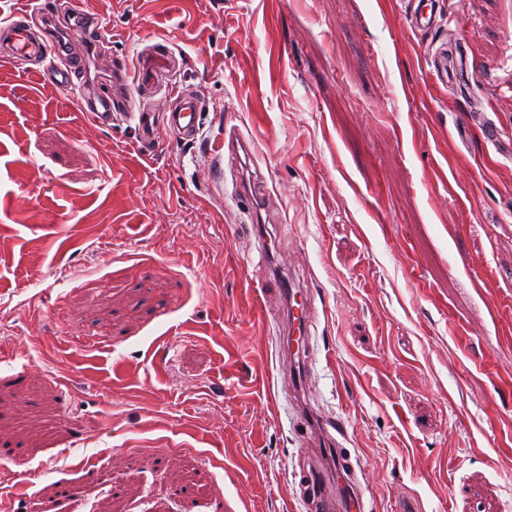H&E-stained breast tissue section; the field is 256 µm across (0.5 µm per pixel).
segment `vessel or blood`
Here are the masks:
<instances>
[{"mask_svg":"<svg viewBox=\"0 0 512 512\" xmlns=\"http://www.w3.org/2000/svg\"><path fill=\"white\" fill-rule=\"evenodd\" d=\"M43 11V6H32L31 0H20L19 5L6 18L0 19V40L8 45L7 52L0 54V62L11 64L37 58L45 61L47 75L62 90L75 93L81 111L92 121L103 125L117 121L133 123L137 147L142 155L148 157L162 149L164 140L159 132L161 124H158L144 102L161 86L163 75L173 57L172 52L161 51L154 45L144 47L137 54L135 68L122 65L115 69L112 74V92L102 91L93 84L79 87L74 83V76L78 70L88 65V58L74 61L65 59L64 50L56 40L35 36L22 23L26 16ZM130 82L136 86L137 94L133 97L124 91ZM170 92L176 105L164 125L180 140L193 141L199 131L197 102L179 87H171ZM224 150L237 174L235 192L249 201L248 221L255 236L264 245L267 268L269 271H276L265 217L266 195L241 176L243 169L253 159L252 143L242 135L232 132L224 139ZM279 282L278 301L283 311V339L288 347L289 365L297 384L301 385L306 381L309 365L306 339L315 322L316 312L306 290L297 286L293 279L283 276ZM299 412L306 430L321 433L324 448L331 450L338 446L339 440L330 433L326 419L305 405L300 406ZM336 470L337 475L332 478L320 465L310 468V506L313 512H361V497L352 491L356 479L354 466L340 458L336 461Z\"/></svg>","mask_w":512,"mask_h":512,"instance_id":"obj_1","label":"vessel or blood"}]
</instances>
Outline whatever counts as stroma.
<instances>
[{"mask_svg": "<svg viewBox=\"0 0 512 512\" xmlns=\"http://www.w3.org/2000/svg\"><path fill=\"white\" fill-rule=\"evenodd\" d=\"M92 73L163 43L196 144L155 156L0 66V512H309L262 245L217 144H254L281 265L311 290L308 401L364 512H512V0H92ZM466 55L435 82L425 45ZM148 452L147 464L124 452Z\"/></svg>", "mask_w": 512, "mask_h": 512, "instance_id": "stroma-1", "label": "stroma"}]
</instances>
